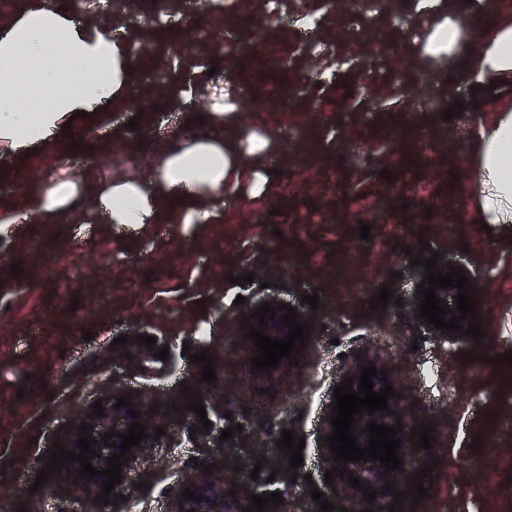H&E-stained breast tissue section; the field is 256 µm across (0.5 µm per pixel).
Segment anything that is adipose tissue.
Instances as JSON below:
<instances>
[{
  "mask_svg": "<svg viewBox=\"0 0 512 512\" xmlns=\"http://www.w3.org/2000/svg\"><path fill=\"white\" fill-rule=\"evenodd\" d=\"M472 58L479 80L492 81L512 71V21L496 18ZM131 34L75 21L46 0H26L18 17L0 21V154L23 155L41 149L74 113L92 111L100 99L120 89L125 64L123 47ZM270 141L252 135L230 143L204 137L192 145L161 154L152 170L153 188L143 178L124 177L100 188L87 181L107 223L167 222L168 198L184 200L179 224H208L219 201L240 187L254 186L267 162ZM481 160L473 190L483 201L482 222H512V116L482 127L471 144ZM72 181L56 173L52 189L28 194L24 218L43 224L66 214L65 189Z\"/></svg>",
  "mask_w": 512,
  "mask_h": 512,
  "instance_id": "1",
  "label": "adipose tissue"
}]
</instances>
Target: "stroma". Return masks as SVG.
I'll use <instances>...</instances> for the list:
<instances>
[{
    "label": "stroma",
    "mask_w": 512,
    "mask_h": 512,
    "mask_svg": "<svg viewBox=\"0 0 512 512\" xmlns=\"http://www.w3.org/2000/svg\"><path fill=\"white\" fill-rule=\"evenodd\" d=\"M208 2L171 11L160 0H139L129 23L147 27L148 41L132 53L122 96L73 120L53 147L0 161V213L22 204L17 183L33 191L58 171L78 181L91 167L115 177L145 174L168 145L209 132V95L229 85L224 57L213 46L237 45L245 36L234 14L213 26ZM308 6L311 29L281 12L264 47L290 57L304 42L320 43L303 73L310 94L287 114L252 113V102L270 90L265 83H252L239 99L234 135L266 133L274 143L264 193L240 189L209 224H154L145 231L103 223L93 194L81 190L62 222L29 220L0 231V512H123L117 498L75 500L71 462L42 487L34 485L62 432L115 390L148 394L165 429L127 474L140 512H169L183 483L207 467L226 484L280 493L281 503L265 512H318L315 489L351 512L355 496L344 480L324 481L330 464L321 427L335 387L358 357L370 354L392 365L409 426L435 428L429 449L417 452V466L435 468L423 480L429 492L421 502L405 500L401 512H512V365L494 362L512 353V228L479 224L481 202L471 190L479 164L469 152L478 121L512 115V71L504 83L479 90L463 80L469 36L447 57L415 64L429 34L417 25L419 0H402L393 19L397 37L382 61L336 66L337 47L326 32L351 35L363 21L338 16L320 0ZM205 27L211 35L203 39ZM167 31L188 37L190 62L171 53ZM161 65L169 81L145 101L140 76ZM362 82L393 94V101L353 116ZM430 88L462 102L460 114L446 121L426 110ZM390 127L405 129L410 141L383 138ZM117 153L124 163L114 164ZM380 153L393 160L386 178ZM363 223L372 227L366 240L358 233ZM37 236L43 245L34 250ZM424 241L471 270L483 340L468 336L448 347L415 326L411 307L426 274L416 263ZM351 251L358 267L339 277ZM247 274L253 283L244 282ZM386 284L395 302L371 309ZM313 293L320 299L314 308L306 302ZM269 299L305 313L312 336L296 364L266 372L250 364L242 321ZM136 330L178 347L175 362L129 363L116 339ZM201 352L212 356L216 382L202 381V366L192 360ZM467 352L474 355L469 365ZM218 387L231 414L223 425L235 434L220 449L193 447L191 430L200 419L185 410L186 400ZM285 430L305 439L293 483L255 466ZM491 442L499 450L494 463L483 453ZM417 466H404L390 491L378 495L381 507L393 502L394 491H409Z\"/></svg>",
    "instance_id": "obj_1"
}]
</instances>
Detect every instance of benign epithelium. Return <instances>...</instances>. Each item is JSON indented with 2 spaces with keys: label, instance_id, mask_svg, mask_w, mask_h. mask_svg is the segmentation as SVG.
I'll return each instance as SVG.
<instances>
[{
  "label": "benign epithelium",
  "instance_id": "1",
  "mask_svg": "<svg viewBox=\"0 0 512 512\" xmlns=\"http://www.w3.org/2000/svg\"><path fill=\"white\" fill-rule=\"evenodd\" d=\"M437 297L447 302L448 308L453 310V313L445 315V320L452 318L460 320L461 325H466L467 321L460 319V312L456 310V304L454 302V296L457 295L458 289L447 287L443 289H435ZM422 297H416L414 302V318L415 324L426 328L432 335L439 337L446 343L456 344L461 339V333L459 332H447L435 329V325L426 322V319L419 317V306L421 304ZM270 307L276 309L274 319L265 320L264 326H259V317L251 314L249 315V325L246 326V330L251 329H263V332L272 337H279L281 339L286 338L289 335V328L283 325V312L279 310V304L272 300L270 301ZM374 363L377 371L385 372V380H380V376L372 377V382L375 383L373 390L380 391L385 385L391 383V371L387 363L379 357L364 356L358 364L351 368L349 376L352 377V390L355 392L360 391V381L358 377L361 375L360 366L369 365ZM117 402V398L107 396L101 399V405L104 407L103 417L99 418L93 415V409L86 410L79 422H84L86 425L91 427L89 436L95 440V443L89 445V449L97 452V455L92 457L90 463L92 466L102 470L107 468L106 458L112 456V454L120 453L121 448L119 444L122 443L123 438L121 435L126 433L128 426L133 422L137 421L145 426V432L149 434V438L141 440L140 444L131 448L129 453L130 460H135L136 457L146 453L147 449L152 447V435L156 433V428L161 426L159 422H152L149 420L147 414V401L136 395L130 396V404L127 406H120V409H114V405ZM388 405L390 412H375L371 415L367 414L366 411H361L362 420L355 422L356 429H354V435L358 436V444L361 447L368 445V437L364 434L363 428L367 427L368 423L374 421L378 424L384 423L386 425H396L397 414L393 413L396 406V398L391 397L388 399ZM135 410L141 413V416L132 418L129 410ZM115 431L119 433V436L111 438L110 443L112 446H106L103 444L105 440V433L109 431ZM333 466L339 467V473L343 474L344 480H349V476L359 478L361 484L368 487L369 490H381L384 484L393 481L396 472L392 471L384 473V468L380 466V462H355L352 461L346 465L333 463ZM106 477L84 475L77 478V485L73 486L75 495L79 498L88 499L101 493L103 481ZM186 487L195 491V497L202 498L201 502L194 500H186L184 497L179 496L174 501L173 506L169 512H190L194 509L196 512H243V509L247 508L249 502V494H261L258 489L250 490V493H246L240 497L232 496L228 494L226 487L224 486V479L218 477H212L201 480H191L186 484Z\"/></svg>",
  "mask_w": 512,
  "mask_h": 512
}]
</instances>
